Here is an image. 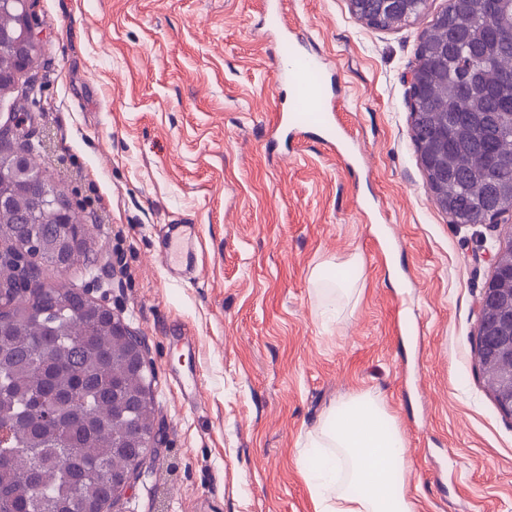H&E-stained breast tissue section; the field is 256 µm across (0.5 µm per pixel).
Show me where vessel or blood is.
Returning a JSON list of instances; mask_svg holds the SVG:
<instances>
[{
  "mask_svg": "<svg viewBox=\"0 0 512 512\" xmlns=\"http://www.w3.org/2000/svg\"><path fill=\"white\" fill-rule=\"evenodd\" d=\"M322 69V61L314 51L294 46L289 47L277 63L279 77L288 81L294 90L284 117L290 134H299L303 127L314 125L323 131L325 144L333 147L340 142L336 121L332 113L319 111L318 105L325 98V90L323 86L311 83ZM198 236L197 225H167L161 260L169 273L189 274L194 271Z\"/></svg>",
  "mask_w": 512,
  "mask_h": 512,
  "instance_id": "vessel-or-blood-1",
  "label": "vessel or blood"
}]
</instances>
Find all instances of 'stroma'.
Wrapping results in <instances>:
<instances>
[{"label":"stroma","mask_w":512,"mask_h":512,"mask_svg":"<svg viewBox=\"0 0 512 512\" xmlns=\"http://www.w3.org/2000/svg\"><path fill=\"white\" fill-rule=\"evenodd\" d=\"M442 6L382 29L348 0H283L281 29L266 0H36L29 133L88 228L86 261L43 279L106 294L154 371L162 446L111 512H314L297 443L360 392L419 459L417 512H512V417L474 358L490 250L512 223H452L410 133L405 76ZM293 33L323 60L345 153L275 130ZM167 224L199 227L192 276L161 262ZM354 254L359 295L320 294L313 269Z\"/></svg>","instance_id":"1"}]
</instances>
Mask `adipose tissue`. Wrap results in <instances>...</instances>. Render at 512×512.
Wrapping results in <instances>:
<instances>
[{
    "instance_id": "adipose-tissue-1",
    "label": "adipose tissue",
    "mask_w": 512,
    "mask_h": 512,
    "mask_svg": "<svg viewBox=\"0 0 512 512\" xmlns=\"http://www.w3.org/2000/svg\"><path fill=\"white\" fill-rule=\"evenodd\" d=\"M304 445L318 458L302 471L315 512H416L403 435L379 397L359 393L332 406Z\"/></svg>"
}]
</instances>
